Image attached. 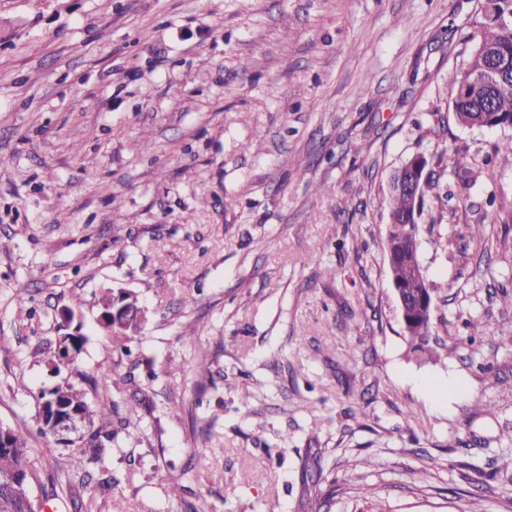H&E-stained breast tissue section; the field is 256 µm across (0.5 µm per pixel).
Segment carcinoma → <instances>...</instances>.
<instances>
[{"label":"carcinoma","mask_w":512,"mask_h":512,"mask_svg":"<svg viewBox=\"0 0 512 512\" xmlns=\"http://www.w3.org/2000/svg\"><path fill=\"white\" fill-rule=\"evenodd\" d=\"M475 25V44L467 64L464 69L449 77L455 121L460 126L472 128L477 113L487 112L494 116L498 123L512 127V81L508 80L491 89L487 102L484 101L483 91L478 89V83L475 81V76L489 67L491 52L512 63V0H480V11ZM451 164L454 175L462 185H469L473 170L467 156L457 154ZM416 179V199L394 188L389 192L388 216L396 220V223L386 225L387 269L392 286L402 289L404 295L412 298H432L438 288L429 280L419 259L421 241L418 217L423 211L426 193L434 191L439 183V177L435 176L432 170H423L417 172ZM123 302L125 309L132 313V316L128 322L117 327L112 326V289L107 288L101 293L98 306L105 314L103 329L107 332L112 347L127 354L128 343L147 321V314L133 293L124 292ZM433 315L434 310L430 309L426 315L414 317L411 325L405 328L413 350L425 351L430 348V342L436 335ZM63 343L68 344L78 356L87 343V336L80 332L63 333L55 337L54 343L36 348L33 357L40 356L47 363L59 360L61 366L66 367L73 363L74 359H68L66 355L59 353L60 345ZM127 382L125 374L101 373L93 383V392L96 395L94 401L90 400L82 386L68 379L41 390L38 395L36 416L40 432H45L44 410L51 402L55 401L77 410L82 414L88 431L86 441L81 444L78 464L81 465L86 460H102L119 433L112 419L115 402L109 400L108 395L122 393ZM144 404L145 401L142 399L125 403V413L120 418V425L127 427L139 423L140 411ZM13 446L12 452L0 451V477L32 472L25 439L19 434L15 435ZM324 481L325 469L319 464L315 476L310 478V481L303 482V493L311 503L313 512H320L323 507L321 485ZM0 512H24L23 503L5 485L0 487Z\"/></svg>","instance_id":"cac0c4a2"}]
</instances>
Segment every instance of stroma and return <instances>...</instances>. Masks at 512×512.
Returning a JSON list of instances; mask_svg holds the SVG:
<instances>
[{"mask_svg": "<svg viewBox=\"0 0 512 512\" xmlns=\"http://www.w3.org/2000/svg\"><path fill=\"white\" fill-rule=\"evenodd\" d=\"M478 10L0 0V422L27 442L39 512H311L316 454L342 488L321 512H512V158L493 153L512 128L459 126L448 84ZM458 152L494 180L459 190ZM419 154L454 194L420 220L433 358L408 346L384 252L389 177ZM106 288L147 312L130 354L97 321ZM75 301V367L134 371L151 398L95 492L36 426L51 378L32 352Z\"/></svg>", "mask_w": 512, "mask_h": 512, "instance_id": "obj_1", "label": "stroma"}]
</instances>
